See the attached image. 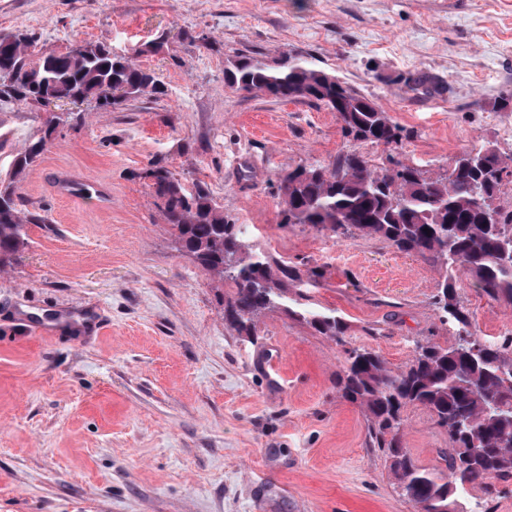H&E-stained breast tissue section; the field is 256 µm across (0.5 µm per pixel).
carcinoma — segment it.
<instances>
[{"label":"carcinoma","mask_w":512,"mask_h":512,"mask_svg":"<svg viewBox=\"0 0 512 512\" xmlns=\"http://www.w3.org/2000/svg\"><path fill=\"white\" fill-rule=\"evenodd\" d=\"M25 33L0 37V100L41 102L43 98L120 109L132 98L160 90L156 73L98 44H83L68 55L36 59L24 50ZM235 90L277 99L310 98L336 112L344 134L382 145L386 164L375 166L357 152L332 167L298 166L281 176L276 196L282 224H299L336 237L352 230L378 238L400 252L420 258L442 279L434 301L439 321L452 323L457 336L481 345L473 353L457 342L443 347L429 339L415 343L413 356L393 369L376 352L345 350L337 386L342 396L365 413L370 444L389 462L401 494L423 512H488L463 500L468 488L487 478L512 479V337L482 341L473 331V313L456 299L461 276L493 300L512 305V210L498 204L504 177H512V154L480 145L466 150L448 173L426 177L398 157L402 129L373 102L288 50L267 62L241 57L224 69ZM69 117L51 113L41 135L12 151L10 171L0 177V270L24 249L25 227L36 217L23 209L22 180L47 151L52 134ZM157 199L163 223L180 249L215 282L224 320L236 332L249 333L256 318L278 310L315 332L346 344L347 325L334 311L312 306L307 291L324 277L321 267L303 268L281 255L257 251L246 229L224 216L207 187L187 188L157 161L144 172ZM423 406L448 434L441 451L445 469L418 466L403 446V410Z\"/></svg>","instance_id":"cac0c4a2"}]
</instances>
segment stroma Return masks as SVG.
Wrapping results in <instances>:
<instances>
[{
	"label": "stroma",
	"mask_w": 512,
	"mask_h": 512,
	"mask_svg": "<svg viewBox=\"0 0 512 512\" xmlns=\"http://www.w3.org/2000/svg\"><path fill=\"white\" fill-rule=\"evenodd\" d=\"M19 32L44 54L108 46L155 70L161 91L120 112L0 102L2 171L47 111L74 115L21 184L39 220L0 270V512H417L337 391L342 346L279 312L251 335L230 329L144 171L158 160L206 183L257 248L323 267L315 307L390 367L415 341L452 344L435 269L376 238L281 224L278 175L349 150L378 164L382 147L344 136L322 102L236 92L224 69L240 54L306 56L387 112L401 159L435 176L475 145L512 152L499 107L512 96V0H0V36ZM62 169L111 200L57 196ZM457 298L480 339L512 334L511 306L465 279ZM404 418L413 459L443 468L431 412Z\"/></svg>",
	"instance_id": "35a3bbf8"
}]
</instances>
